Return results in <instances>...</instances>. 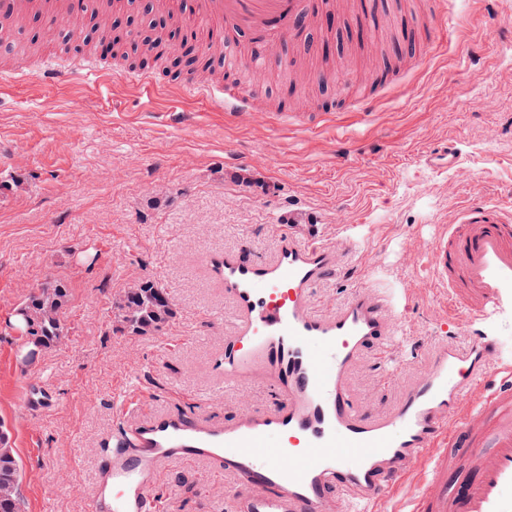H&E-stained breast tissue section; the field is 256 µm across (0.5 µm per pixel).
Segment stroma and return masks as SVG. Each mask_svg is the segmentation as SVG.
<instances>
[{"label": "stroma", "mask_w": 512, "mask_h": 512, "mask_svg": "<svg viewBox=\"0 0 512 512\" xmlns=\"http://www.w3.org/2000/svg\"><path fill=\"white\" fill-rule=\"evenodd\" d=\"M450 12L441 42L419 36L413 52H401L392 31L377 38L396 71L386 83L344 69L357 43L284 44L265 65L271 111L288 112L287 87L303 67L340 70L300 86L303 111L336 115L314 130L227 121L214 103L180 96L165 64L143 67L146 84L116 72L50 85L0 66V170L12 174L0 191V321L45 278L70 289L68 335L32 363L0 330V429L22 468L23 512H84L129 381L158 409L190 413L206 396L220 420L271 399L264 385L218 384L229 312L204 259L243 243L269 255L284 231L277 215L291 203L349 252L354 273L320 288L322 306L342 303L357 278L406 298L404 338L387 361L365 357L353 376L362 404L391 408L445 340L491 341L489 365L512 363V302L473 322L449 315L425 251L464 205L512 206V0H454ZM368 91L380 100L357 117L355 96ZM445 144L456 146V164L427 169L421 155ZM261 151L273 165L258 184L225 180L226 161ZM340 215L349 232L338 230ZM143 276L176 303L174 324L157 336L113 332L112 296ZM389 369L396 378L387 383ZM35 385L52 401L37 413L25 404ZM157 492L175 512H224V483L201 465L166 471Z\"/></svg>", "instance_id": "35a3bbf8"}]
</instances>
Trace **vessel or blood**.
<instances>
[{
  "label": "vessel or blood",
  "mask_w": 512,
  "mask_h": 512,
  "mask_svg": "<svg viewBox=\"0 0 512 512\" xmlns=\"http://www.w3.org/2000/svg\"><path fill=\"white\" fill-rule=\"evenodd\" d=\"M192 18L215 25L225 43L249 34L259 55L315 27L326 0H173ZM92 0H0V18L40 12L51 30ZM359 23L369 62L375 35L389 19L379 0H360ZM15 75L66 82L68 71L18 59ZM264 71L227 91L226 119L245 123L267 109ZM458 158L454 146L425 152L439 170ZM292 228L275 252L256 258L248 246L213 255L210 271L233 314L224 325L225 388L268 383L271 403L227 421L205 413L153 409L139 392L125 396L112 451L92 479L84 512H160L156 488L170 466L206 465L224 478L225 512H376L395 482L423 466L431 476L409 512H512V363L488 368L489 342L440 343L425 373L393 409H365L351 375L366 351L399 331L395 303L375 283H358L339 306L325 309L319 288L345 267V251L315 239L302 207L289 206ZM448 306L477 320L512 292V209L495 202L466 206L430 248Z\"/></svg>",
  "instance_id": "obj_1"
}]
</instances>
